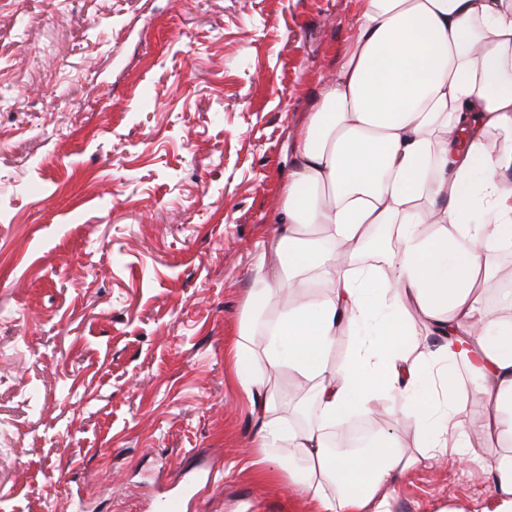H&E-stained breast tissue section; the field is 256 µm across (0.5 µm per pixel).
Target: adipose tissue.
I'll return each mask as SVG.
<instances>
[{
  "instance_id": "adipose-tissue-1",
  "label": "adipose tissue",
  "mask_w": 512,
  "mask_h": 512,
  "mask_svg": "<svg viewBox=\"0 0 512 512\" xmlns=\"http://www.w3.org/2000/svg\"><path fill=\"white\" fill-rule=\"evenodd\" d=\"M353 26L294 142L278 227L242 307L234 371L262 451L250 465L266 474L268 453L284 448L289 486L318 512H391L403 480L452 453L482 460L495 512H512V292L489 291L512 251V0H357ZM312 282L321 295L303 298ZM347 334L348 357L334 363ZM428 335L435 346L420 349ZM252 336L265 339L260 377ZM285 368L310 382L318 424L292 430L276 416L272 381ZM388 399L420 452L389 433L330 451L329 430Z\"/></svg>"
}]
</instances>
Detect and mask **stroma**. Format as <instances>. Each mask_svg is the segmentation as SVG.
Instances as JSON below:
<instances>
[{
	"label": "stroma",
	"instance_id": "obj_1",
	"mask_svg": "<svg viewBox=\"0 0 512 512\" xmlns=\"http://www.w3.org/2000/svg\"><path fill=\"white\" fill-rule=\"evenodd\" d=\"M355 0H0V512H317L245 463L260 232ZM445 459L391 512H492Z\"/></svg>",
	"mask_w": 512,
	"mask_h": 512
}]
</instances>
